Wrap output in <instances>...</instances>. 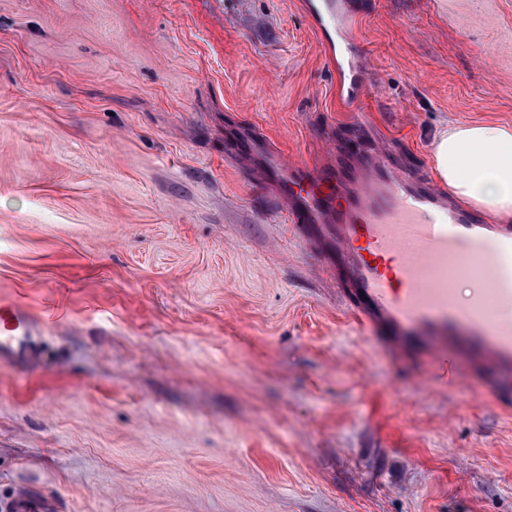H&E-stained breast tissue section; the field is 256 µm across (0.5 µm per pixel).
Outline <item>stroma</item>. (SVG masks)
Masks as SVG:
<instances>
[{
    "mask_svg": "<svg viewBox=\"0 0 512 512\" xmlns=\"http://www.w3.org/2000/svg\"><path fill=\"white\" fill-rule=\"evenodd\" d=\"M349 2L344 108L301 0H0V512H512V374L368 341L235 159L512 125V0ZM327 47L333 54V59L336 64L337 72L344 76V79L340 81L338 87V94L343 101H353L366 91V85L362 79L359 67L353 59L347 60V77L344 74V65L346 60V50L340 45L334 43V41L327 40ZM39 322L16 300L0 298V361L21 364L31 356V336Z\"/></svg>",
    "mask_w": 512,
    "mask_h": 512,
    "instance_id": "35a3bbf8",
    "label": "stroma"
}]
</instances>
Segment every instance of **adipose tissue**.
Segmentation results:
<instances>
[{"label":"adipose tissue","mask_w":512,"mask_h":512,"mask_svg":"<svg viewBox=\"0 0 512 512\" xmlns=\"http://www.w3.org/2000/svg\"><path fill=\"white\" fill-rule=\"evenodd\" d=\"M438 179L473 207L512 219V127L454 124L433 149Z\"/></svg>","instance_id":"obj_1"}]
</instances>
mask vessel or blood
I'll list each match as a JSON object with an SVG mask.
<instances>
[{"label":"vessel or blood","mask_w":512,"mask_h":512,"mask_svg":"<svg viewBox=\"0 0 512 512\" xmlns=\"http://www.w3.org/2000/svg\"><path fill=\"white\" fill-rule=\"evenodd\" d=\"M306 10L318 30L339 34L332 54L347 75L338 94L354 100L366 85L346 58L355 35L345 0H307ZM242 142L263 154L288 223L318 249L337 296L373 340L442 368L512 371V326L504 321L512 313L511 224L471 210L369 146L313 164L247 134ZM474 269L484 287L464 306L455 286ZM39 330L19 302L0 298L1 362L28 360Z\"/></svg>","instance_id":"1"}]
</instances>
